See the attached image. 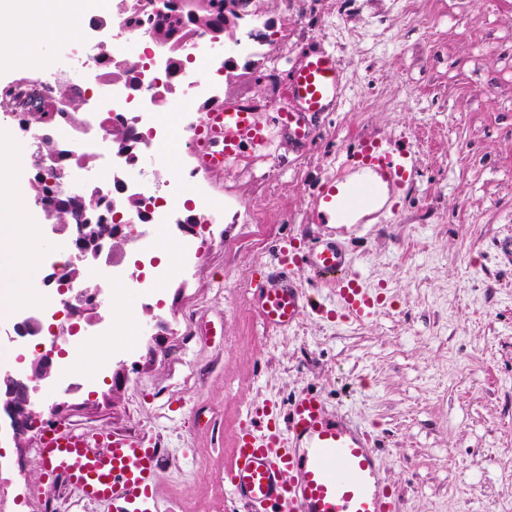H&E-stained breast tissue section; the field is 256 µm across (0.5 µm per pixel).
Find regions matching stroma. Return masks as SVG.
<instances>
[{
  "instance_id": "35a3bbf8",
  "label": "stroma",
  "mask_w": 512,
  "mask_h": 512,
  "mask_svg": "<svg viewBox=\"0 0 512 512\" xmlns=\"http://www.w3.org/2000/svg\"><path fill=\"white\" fill-rule=\"evenodd\" d=\"M260 0L224 38L225 99L295 109L283 89L322 48L345 79L297 145L271 129L267 155L210 175V222L195 273L153 301L124 291L141 321L102 379L51 394L73 429L142 434L166 448L157 493L174 512H244L226 466L251 405L288 409L310 390L362 427L383 454L400 512H512V0ZM49 65L85 79L71 34L33 35ZM368 139L414 155V181L372 223L340 237L310 209L324 178ZM341 240L351 268L386 303L364 323L331 318L329 285L296 268L311 304L293 326H265L251 288L282 250ZM127 380L116 385L114 371ZM42 429L16 441L0 421V512H102L42 467Z\"/></svg>"
}]
</instances>
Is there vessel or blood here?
Listing matches in <instances>:
<instances>
[{"label": "vessel or blood", "mask_w": 512, "mask_h": 512, "mask_svg": "<svg viewBox=\"0 0 512 512\" xmlns=\"http://www.w3.org/2000/svg\"><path fill=\"white\" fill-rule=\"evenodd\" d=\"M342 78L334 55L311 51L288 79V93L300 111L276 112L263 121L258 103L246 101L208 113L192 136L200 166L216 172L266 152L274 124L287 126L295 142L306 143L312 135L309 115L337 99ZM414 168L409 151L366 141L321 185L314 215L320 223L347 230L352 216L374 207L381 195L408 188ZM350 171L357 179H347ZM300 262L332 285L343 317L361 323L378 314V297L351 270L340 244L311 245ZM254 295L264 322L273 328L292 326L308 305L304 290L277 267L255 280ZM41 456L57 484L77 490L82 500L106 512H164L157 483L165 450L143 437L75 432L54 424L43 436ZM227 475L230 492L245 512H399L370 437L330 414L315 392L297 395L286 416L267 405L249 418L237 434Z\"/></svg>", "instance_id": "b4317fda"}]
</instances>
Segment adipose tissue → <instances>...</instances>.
I'll use <instances>...</instances> for the list:
<instances>
[{
	"label": "adipose tissue",
	"instance_id": "ef3b65f1",
	"mask_svg": "<svg viewBox=\"0 0 512 512\" xmlns=\"http://www.w3.org/2000/svg\"><path fill=\"white\" fill-rule=\"evenodd\" d=\"M44 11L43 0H0V34L7 46H0V70L24 63L12 38L19 27L37 23ZM23 174L20 149L0 125V312L39 302L32 285L42 275L35 257L25 244L35 235L27 204L16 197V185Z\"/></svg>",
	"mask_w": 512,
	"mask_h": 512
}]
</instances>
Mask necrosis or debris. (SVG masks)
I'll return each instance as SVG.
<instances>
[{
    "instance_id": "necrosis-or-debris-1",
    "label": "necrosis or debris",
    "mask_w": 512,
    "mask_h": 512,
    "mask_svg": "<svg viewBox=\"0 0 512 512\" xmlns=\"http://www.w3.org/2000/svg\"><path fill=\"white\" fill-rule=\"evenodd\" d=\"M223 9V0H111L109 16L82 21L89 83L64 70H42L0 85V113L33 130L28 184L45 221L55 223L59 204L92 196L100 202L94 220L108 224L121 216L132 243L162 224L197 222L181 208L179 184L150 176L131 183L124 169L166 137L156 121L161 108L185 100L202 114L223 107ZM204 70L216 81L202 79ZM66 87L82 97L94 92L93 105L73 109ZM36 98L52 106L50 133L30 122ZM56 171L63 179H53Z\"/></svg>"
}]
</instances>
